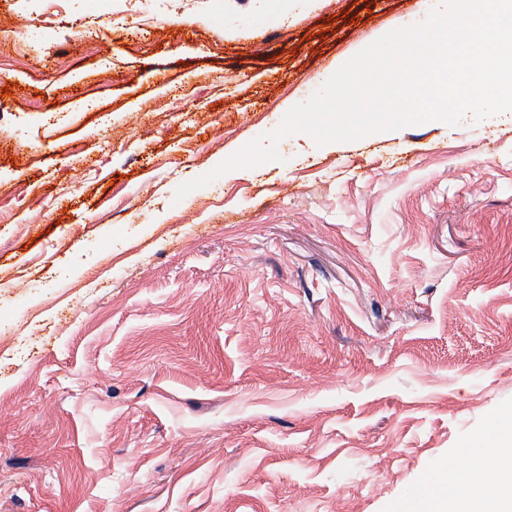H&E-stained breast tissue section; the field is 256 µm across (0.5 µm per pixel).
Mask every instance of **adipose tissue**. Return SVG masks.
Returning a JSON list of instances; mask_svg holds the SVG:
<instances>
[{
  "instance_id": "adipose-tissue-1",
  "label": "adipose tissue",
  "mask_w": 512,
  "mask_h": 512,
  "mask_svg": "<svg viewBox=\"0 0 512 512\" xmlns=\"http://www.w3.org/2000/svg\"><path fill=\"white\" fill-rule=\"evenodd\" d=\"M469 480L467 471H457L455 479L436 472L431 491L422 500L407 505L406 512H512V477L484 485L478 493H464Z\"/></svg>"
}]
</instances>
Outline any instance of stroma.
Instances as JSON below:
<instances>
[{
	"instance_id": "obj_1",
	"label": "stroma",
	"mask_w": 512,
	"mask_h": 512,
	"mask_svg": "<svg viewBox=\"0 0 512 512\" xmlns=\"http://www.w3.org/2000/svg\"><path fill=\"white\" fill-rule=\"evenodd\" d=\"M170 2L0 0V512H394L511 473L471 450L512 423V121L295 134L175 197L433 0Z\"/></svg>"
}]
</instances>
